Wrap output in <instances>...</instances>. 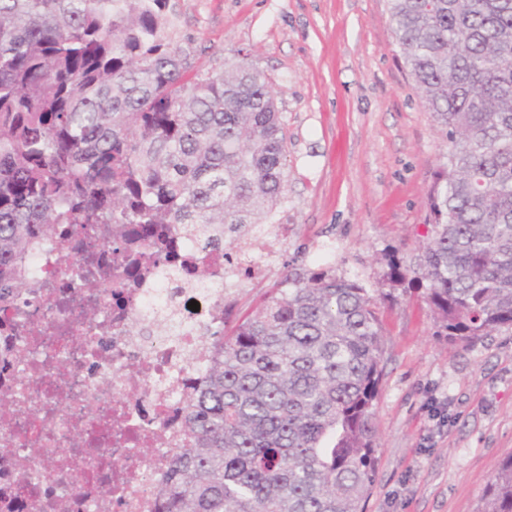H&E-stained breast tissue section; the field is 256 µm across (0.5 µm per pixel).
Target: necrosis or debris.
<instances>
[{
    "label": "necrosis or debris",
    "instance_id": "1",
    "mask_svg": "<svg viewBox=\"0 0 512 512\" xmlns=\"http://www.w3.org/2000/svg\"><path fill=\"white\" fill-rule=\"evenodd\" d=\"M89 232L94 251L34 256L46 298L0 327V394L14 402L0 417V512H157L170 454L185 445L180 409L224 327L223 251L168 225L177 261L134 281L107 244V225ZM78 265L101 269L96 292L64 276ZM157 317L175 334L153 333Z\"/></svg>",
    "mask_w": 512,
    "mask_h": 512
}]
</instances>
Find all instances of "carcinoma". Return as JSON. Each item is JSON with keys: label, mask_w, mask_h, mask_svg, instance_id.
I'll return each mask as SVG.
<instances>
[{"label": "carcinoma", "mask_w": 512, "mask_h": 512, "mask_svg": "<svg viewBox=\"0 0 512 512\" xmlns=\"http://www.w3.org/2000/svg\"><path fill=\"white\" fill-rule=\"evenodd\" d=\"M167 0H0V309L38 299L31 256L84 224L113 252L162 258L184 224L236 246L286 191V135L267 76L192 71L166 41ZM397 45L446 151L431 237L384 254L374 296L328 269L290 271L217 332L184 402L158 512H364L382 379L378 300L424 290L438 332L512 330V0H389ZM481 512H512V457Z\"/></svg>", "instance_id": "cac0c4a2"}]
</instances>
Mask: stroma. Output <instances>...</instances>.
Segmentation results:
<instances>
[{"instance_id":"stroma-1","label":"stroma","mask_w":512,"mask_h":512,"mask_svg":"<svg viewBox=\"0 0 512 512\" xmlns=\"http://www.w3.org/2000/svg\"><path fill=\"white\" fill-rule=\"evenodd\" d=\"M165 36L194 68L265 73L287 139L272 221L288 240L267 276L224 295L232 329L292 270L333 268L383 291V254L417 255L446 150L404 65L388 0H167ZM376 469L366 512H479L512 457V330L440 336L421 292L382 302Z\"/></svg>"}]
</instances>
